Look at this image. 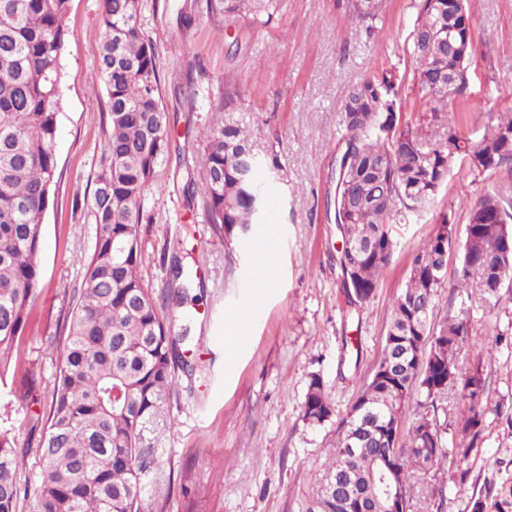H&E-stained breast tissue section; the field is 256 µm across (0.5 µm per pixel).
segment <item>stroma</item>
I'll use <instances>...</instances> for the list:
<instances>
[{"mask_svg":"<svg viewBox=\"0 0 512 512\" xmlns=\"http://www.w3.org/2000/svg\"><path fill=\"white\" fill-rule=\"evenodd\" d=\"M347 0H287L267 27H228L209 0H141L142 30L156 44L172 127L171 162L145 198L139 228V274L166 287V254L190 249L197 268L196 317L183 350L196 367L180 376L171 400L167 454L180 490L165 512H302L335 451L337 429L377 366L393 303L404 288L411 257L442 214L465 228L476 195L512 194V171L473 178L454 165L434 204L395 227L397 249L367 304L352 307L336 265L342 238L326 199L335 192L336 163L345 144L338 134L348 85L386 68L410 67L413 0H385L384 18L367 34ZM473 48L467 99L448 106L447 120L480 139L500 113H512V0H468ZM102 0H70L71 38L61 59L62 100L55 152L58 182L44 218L40 297L12 369L0 386V418L18 420L46 408L60 366L50 337L61 329L80 288L97 226L90 215L94 178L103 158L106 93L97 75L103 38ZM194 23L178 29V12ZM236 91L244 111L256 113L262 134L275 141L286 168L276 199L266 200L261 223L225 248L198 218L184 187L203 151L198 131L211 117L209 102ZM274 258V285L254 284V255ZM240 315L243 339L234 364L224 361L226 318ZM473 328L460 371L480 356L488 373L483 440L459 483L456 465L419 476L426 488H446L443 512H462L491 469L512 476V293L498 306L471 311ZM35 371L39 401L22 408L11 396ZM320 375L334 408L329 422L309 426L300 406L312 375Z\"/></svg>","mask_w":512,"mask_h":512,"instance_id":"35a3bbf8","label":"stroma"}]
</instances>
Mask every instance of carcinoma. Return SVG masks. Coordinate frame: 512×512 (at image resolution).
Masks as SVG:
<instances>
[{
	"instance_id": "obj_1",
	"label": "carcinoma",
	"mask_w": 512,
	"mask_h": 512,
	"mask_svg": "<svg viewBox=\"0 0 512 512\" xmlns=\"http://www.w3.org/2000/svg\"><path fill=\"white\" fill-rule=\"evenodd\" d=\"M285 0H210L227 24L240 19L265 27ZM369 31L382 21L384 0H348ZM411 31V91L429 106L402 112L398 87L406 75L394 68L350 84L345 91L336 192L326 199L338 228H346L354 251L336 258L349 306L371 300L380 272L396 250L394 225L426 211L447 182L455 161L468 162L479 178L512 167V115L503 114L478 142L443 124L453 77L457 97L468 94V59L451 53L448 32L470 34L466 0H418ZM69 0H0V380L6 378L30 313L38 300L43 221L58 177L54 152L61 107V57L71 38L64 23ZM140 0H103V41L98 75L106 91L103 160L94 179L90 212L97 224L94 247L78 298L62 335L61 365L49 413H27L30 426L19 442L14 423L0 422V512H163L174 485L167 472L170 402L178 372L194 366L179 345L193 320L188 310L167 319L165 304L188 303L192 268L173 254L172 284L157 293L138 273L139 226L144 200L170 161L171 129L164 110L158 53L141 29ZM227 93L199 130L204 143L200 180L186 186L203 216L229 247L242 241L263 212L262 185L282 179L284 168L271 145H261L252 112H236ZM486 158L470 163L475 149ZM260 158L245 178L241 157ZM512 201L486 191L473 199L464 240L442 215L436 232L413 255L406 287L394 302L381 359L338 427L336 452L306 512H384L380 487L371 483L382 460L414 512L415 475L449 463H464L482 441L487 373L481 359L470 364L464 390L470 402L462 437L448 441V423L438 404L458 380L457 358L470 332L474 299L494 307L512 287ZM457 258V295L443 315L437 289L448 256ZM360 408L385 416L360 426L354 449L344 442ZM410 422H405L407 410ZM334 409L318 374L311 376L302 419L321 426ZM402 428L392 441L393 426ZM37 448L35 488L21 481L26 449ZM343 479V486L328 478ZM466 512H512V477L485 479L484 492Z\"/></svg>"
}]
</instances>
